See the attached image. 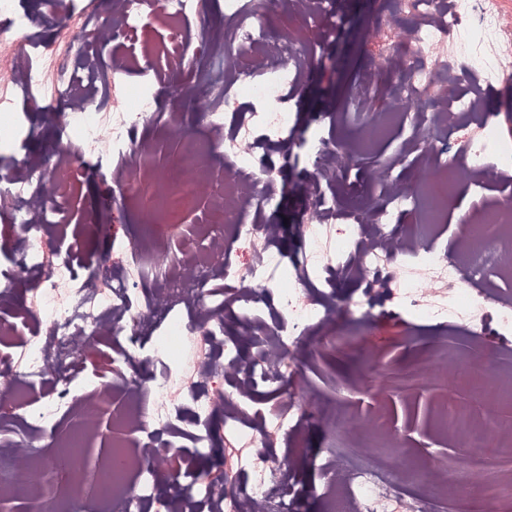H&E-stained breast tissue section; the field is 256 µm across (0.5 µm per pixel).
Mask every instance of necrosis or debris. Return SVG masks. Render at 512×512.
<instances>
[{"label": "necrosis or debris", "instance_id": "obj_1", "mask_svg": "<svg viewBox=\"0 0 512 512\" xmlns=\"http://www.w3.org/2000/svg\"><path fill=\"white\" fill-rule=\"evenodd\" d=\"M275 0H107L92 10L48 0H0V495L31 512H84L87 501L110 512H144L160 483L182 512H292V473L271 450L303 424L324 427L328 453L317 496L325 512H437L448 490V463L434 458L396 476L352 458L340 404L312 412L292 390L305 339L336 341V286L356 274L357 295L343 309L355 320L376 307L416 320L452 323L494 352L512 354V140L485 107L489 87L512 94L499 73L512 65V21L498 0H398L379 18L393 33L395 109L373 106L383 73L367 64L352 98L366 114L358 144H374L404 122L440 130V148L414 137L401 152L429 156L411 186L383 183L382 201L339 208L330 189L350 150L318 138L310 156V222L296 262L279 249L272 213L282 186L271 157L285 153L297 129L295 105L311 74L305 32L271 33ZM219 29L193 32L201 13ZM160 17L165 42H143L141 19ZM235 66L224 70L223 57ZM149 77L124 104L104 105L117 77ZM45 103L63 115L66 145L49 157L19 156L34 136L15 102ZM201 112L206 134H182L183 152L163 169L136 131L164 132L174 109ZM112 165L122 201L155 189L148 219L111 244L109 259L79 275L63 253L66 211L88 160ZM465 161L477 192L498 173L496 193L457 224L461 250L441 237L457 196L455 168ZM223 184L202 210L199 241L172 251L163 225L191 202L198 183ZM246 243V261L231 258ZM28 282L21 309L6 303ZM111 337L112 385L89 379L88 348ZM272 399L254 410L255 395ZM112 403L113 451L89 468L86 450ZM439 436L478 444L486 455L466 471L483 478L472 512H498L512 496V475L489 471L492 457L512 456V422L477 420L441 404ZM46 455L35 449L44 439ZM222 445L241 449L208 474L195 462ZM35 480L20 478V469Z\"/></svg>", "mask_w": 512, "mask_h": 512}]
</instances>
